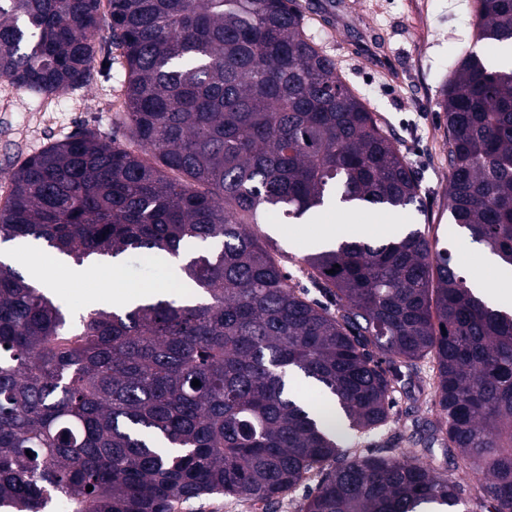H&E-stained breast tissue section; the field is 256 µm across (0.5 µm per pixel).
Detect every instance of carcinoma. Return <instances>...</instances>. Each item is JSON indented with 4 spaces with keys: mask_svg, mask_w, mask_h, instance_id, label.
<instances>
[{
    "mask_svg": "<svg viewBox=\"0 0 512 512\" xmlns=\"http://www.w3.org/2000/svg\"><path fill=\"white\" fill-rule=\"evenodd\" d=\"M472 8L475 42L512 46V0ZM114 48L126 70L116 124L144 153L84 128L24 159L0 240L77 265L217 248L181 267L193 301L77 321L0 262V508L62 498L68 512H174L224 494L277 512L314 482L299 512H512V314L419 229L304 258L316 297L251 229L267 209L423 206L418 172L296 0H0V77L21 89L82 87ZM440 95L450 222L512 264V67L468 48ZM425 359L439 412L409 407L408 451L343 448L341 430L387 426ZM293 374L335 407L294 397Z\"/></svg>",
    "mask_w": 512,
    "mask_h": 512,
    "instance_id": "obj_1",
    "label": "carcinoma"
}]
</instances>
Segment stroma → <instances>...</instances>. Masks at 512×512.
I'll use <instances>...</instances> for the list:
<instances>
[{
    "label": "stroma",
    "instance_id": "35a3bbf8",
    "mask_svg": "<svg viewBox=\"0 0 512 512\" xmlns=\"http://www.w3.org/2000/svg\"><path fill=\"white\" fill-rule=\"evenodd\" d=\"M297 0L309 34L336 61L339 72L368 107L380 114L396 144L419 172L422 210H403L404 223L428 227L446 244L466 275L478 269V255H466L465 237L448 220L445 190L448 159L444 116L437 102L453 64L467 46L498 65L512 52L491 40L474 42L469 0ZM89 85L46 100L0 78V199L10 188L14 167L51 142L87 127L108 134L122 105L124 69L97 60ZM332 207L315 209L303 220L268 213L258 226L283 250L285 266L298 273L311 253L308 242L317 225L332 224Z\"/></svg>",
    "mask_w": 512,
    "mask_h": 512
}]
</instances>
